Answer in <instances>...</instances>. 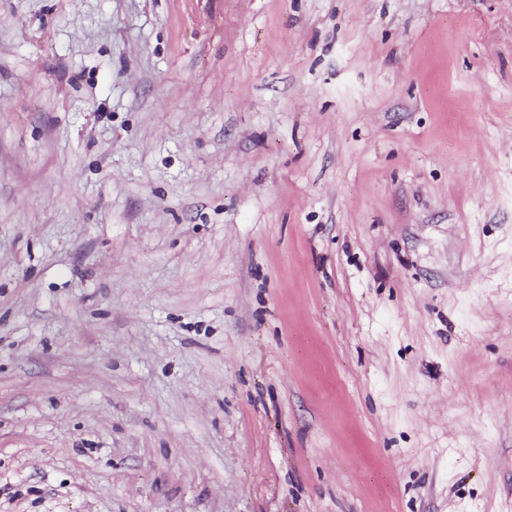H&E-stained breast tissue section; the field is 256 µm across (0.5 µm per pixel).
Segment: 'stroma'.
<instances>
[{
  "label": "stroma",
  "mask_w": 512,
  "mask_h": 512,
  "mask_svg": "<svg viewBox=\"0 0 512 512\" xmlns=\"http://www.w3.org/2000/svg\"><path fill=\"white\" fill-rule=\"evenodd\" d=\"M0 512H512V0H0Z\"/></svg>",
  "instance_id": "obj_1"
}]
</instances>
